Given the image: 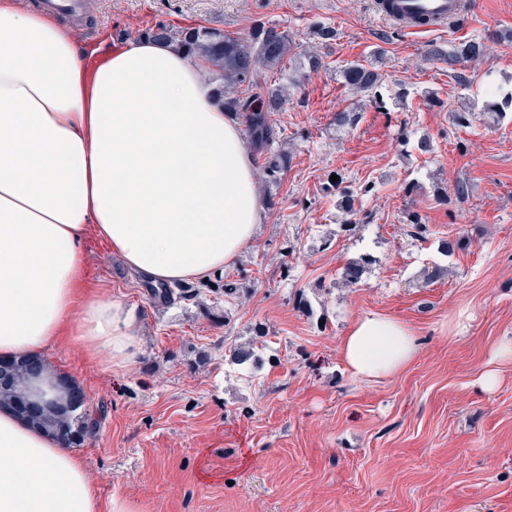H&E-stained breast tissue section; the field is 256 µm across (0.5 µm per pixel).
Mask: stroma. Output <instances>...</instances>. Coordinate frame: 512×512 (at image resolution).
<instances>
[{"label":"stroma","instance_id":"obj_1","mask_svg":"<svg viewBox=\"0 0 512 512\" xmlns=\"http://www.w3.org/2000/svg\"><path fill=\"white\" fill-rule=\"evenodd\" d=\"M469 2L425 33L380 16L374 0H86L68 21L102 51L158 23L243 33L273 22L306 53L317 49L312 23L338 33L326 69L285 88L277 120L291 163L280 187L257 181L264 221L224 272L167 300L107 243L87 241L85 287L134 304L142 338L117 373L64 341L43 353L97 420L74 449L94 491L137 512H512V359L499 357L512 348V118L451 117L483 102L487 81L512 90V0ZM471 39L485 51L457 72L426 55ZM378 48L384 109L339 76ZM402 83L415 92L398 106ZM354 106L359 122L336 127ZM336 179L355 190L354 215ZM460 182L465 198H438ZM412 212L426 239L409 235ZM364 255L360 281H343ZM371 311L416 336L418 355L396 376L358 379L340 358L341 336ZM240 346L262 359L235 364ZM490 369L499 381L488 390Z\"/></svg>","mask_w":512,"mask_h":512}]
</instances>
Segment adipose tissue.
Wrapping results in <instances>:
<instances>
[{"mask_svg":"<svg viewBox=\"0 0 512 512\" xmlns=\"http://www.w3.org/2000/svg\"><path fill=\"white\" fill-rule=\"evenodd\" d=\"M46 10L0 0V356L35 357L67 340L109 369L140 349L136 307L80 289L87 233L154 284L234 263L262 223L255 152L204 63L145 37L95 66ZM357 377L415 359L413 330L379 312L340 340ZM0 512H133L101 504L80 458L0 410Z\"/></svg>","mask_w":512,"mask_h":512,"instance_id":"adipose-tissue-1","label":"adipose tissue"}]
</instances>
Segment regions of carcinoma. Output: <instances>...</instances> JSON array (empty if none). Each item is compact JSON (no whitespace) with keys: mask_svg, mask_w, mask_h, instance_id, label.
<instances>
[{"mask_svg":"<svg viewBox=\"0 0 512 512\" xmlns=\"http://www.w3.org/2000/svg\"><path fill=\"white\" fill-rule=\"evenodd\" d=\"M142 35L157 40L171 42L205 61V76L214 87L216 94L227 111L242 120L247 134L258 153L263 155L261 168L265 181L270 186H279L291 158L280 144V128L275 115L284 110L288 98L282 85L262 86L255 80L259 69L275 75L277 80L294 82L292 59L311 71H317L327 62L317 52L299 54L294 52L297 44L294 34L278 24L260 22L247 32L229 34L207 27L175 30L166 24H156L142 31ZM312 35L326 49L336 40L334 28L318 24ZM483 53V44L472 39L452 45L445 50L433 45L428 55L448 62V68L470 62ZM346 86L365 94L377 106H382L380 89L383 85L382 73L372 63L351 61L341 70ZM497 101L483 106L490 118L498 122L505 118L506 110L512 109V92L492 93ZM368 259L365 257L349 261L344 266L343 275L352 283L358 282ZM26 368L17 369L15 382L10 387L0 388V406L11 405L24 391Z\"/></svg>","mask_w":512,"mask_h":512,"instance_id":"obj_1","label":"carcinoma"}]
</instances>
